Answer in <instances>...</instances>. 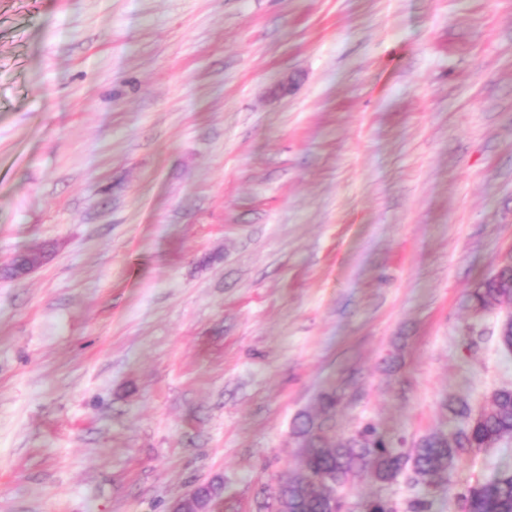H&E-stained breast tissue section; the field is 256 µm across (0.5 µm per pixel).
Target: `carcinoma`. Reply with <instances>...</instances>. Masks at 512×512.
I'll use <instances>...</instances> for the list:
<instances>
[{
	"label": "carcinoma",
	"mask_w": 512,
	"mask_h": 512,
	"mask_svg": "<svg viewBox=\"0 0 512 512\" xmlns=\"http://www.w3.org/2000/svg\"><path fill=\"white\" fill-rule=\"evenodd\" d=\"M472 306H497L512 302V265L503 264L482 280L470 295ZM341 398L334 392L318 398L313 413L300 414L293 436L305 449L303 473L274 491L272 512H353L347 489L368 474L379 487L403 481L411 497L407 512H428L427 491L451 474L458 456L486 448L492 442L512 438V388L495 390L490 404L478 417L461 398L441 401L442 410L454 423L448 432L419 438L407 450L395 446L372 422L349 434L333 436ZM336 486V500L329 502L326 480ZM463 512H512V472H500L485 482L466 483L454 493ZM362 512H397L395 503L381 495L362 504Z\"/></svg>",
	"instance_id": "obj_1"
}]
</instances>
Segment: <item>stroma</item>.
<instances>
[{"label": "stroma", "instance_id": "1", "mask_svg": "<svg viewBox=\"0 0 512 512\" xmlns=\"http://www.w3.org/2000/svg\"><path fill=\"white\" fill-rule=\"evenodd\" d=\"M0 512H265L295 417L512 387V0H0ZM512 470V440L452 483ZM512 265L503 264L494 269L493 273L482 280L470 295L475 314H487L495 309V306L512 302ZM487 305L494 307L484 308ZM218 480H221V479L213 480L204 485H200L197 488H195L194 490L190 491L189 493L176 498L169 504L167 511L168 512H215V510L213 509V504L216 500L221 499L223 497V493H224L223 482L214 483ZM210 485L218 486L217 492L206 500L199 499L198 498L199 490L203 487H207Z\"/></svg>", "mask_w": 512, "mask_h": 512}]
</instances>
